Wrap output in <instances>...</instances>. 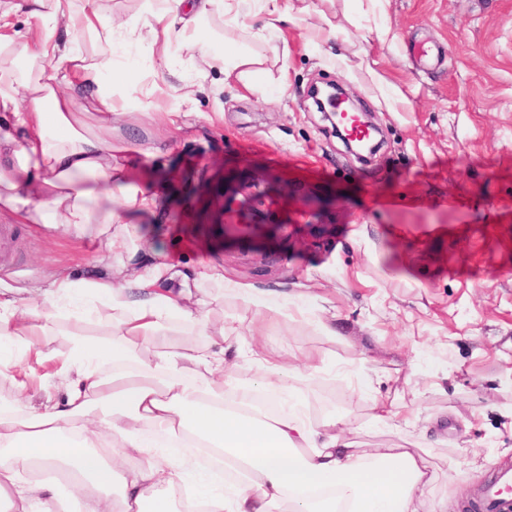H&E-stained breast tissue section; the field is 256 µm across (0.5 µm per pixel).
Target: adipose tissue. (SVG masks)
<instances>
[{
  "label": "adipose tissue",
  "instance_id": "ef3b65f1",
  "mask_svg": "<svg viewBox=\"0 0 512 512\" xmlns=\"http://www.w3.org/2000/svg\"><path fill=\"white\" fill-rule=\"evenodd\" d=\"M241 0H143L155 25L138 17L116 20L97 0H0V208L30 224L86 234L93 226L130 225L157 206L155 196L119 183L117 158L126 153L114 124L147 109L136 71L123 90L111 76L116 42L150 41L155 72L172 70L175 51H209L202 23L219 12L238 21ZM26 13L38 33L12 31ZM225 84L255 89L266 71L260 57L224 50ZM225 292L259 315L284 314L287 304L225 280L217 263L199 276L156 258L132 262L122 284L105 273L82 281L63 275L39 302L0 297V376L16 366L8 355L29 337L26 358L42 360L34 336L58 321L112 315V340L74 338L61 366L62 399L32 404L25 380L21 399L0 404V512H417L435 471L421 448L393 454L356 448L336 418L322 428L307 422L289 390V373L267 345L253 351L255 386L281 399L273 412L244 413L226 406L224 368L234 353L225 338L234 324L212 325L191 299L199 281ZM174 327L198 330L204 343L178 348L160 338ZM147 357H139V350ZM112 431L120 445L105 444ZM61 466L78 472L90 490L60 506L55 487L32 470ZM239 475L224 482L225 469ZM118 489V499L104 498Z\"/></svg>",
  "mask_w": 512,
  "mask_h": 512
}]
</instances>
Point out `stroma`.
Masks as SVG:
<instances>
[{
	"label": "stroma",
	"mask_w": 512,
	"mask_h": 512,
	"mask_svg": "<svg viewBox=\"0 0 512 512\" xmlns=\"http://www.w3.org/2000/svg\"><path fill=\"white\" fill-rule=\"evenodd\" d=\"M273 35L251 40L264 84L223 85L219 58L180 52L175 74L149 73L160 109L196 81L193 114L167 156L156 115L123 126L132 183L159 207L140 223L78 237L25 224L0 257V290L37 301L54 275L111 272L132 251L194 269L218 260L225 278L334 317V335L291 312L266 322L268 344L313 425L342 417L364 448L423 447L438 475L418 512H459L512 465V0H307ZM342 85L381 130L367 162L349 154L312 105L313 87ZM220 112L221 121L208 122ZM194 296L234 322L240 358L227 387H253V309L212 282ZM102 343L112 324L61 320L39 337L55 355L34 401L62 396L58 358L72 333ZM393 404L401 430L371 418ZM457 477H449V469Z\"/></svg>",
	"instance_id": "35a3bbf8"
}]
</instances>
